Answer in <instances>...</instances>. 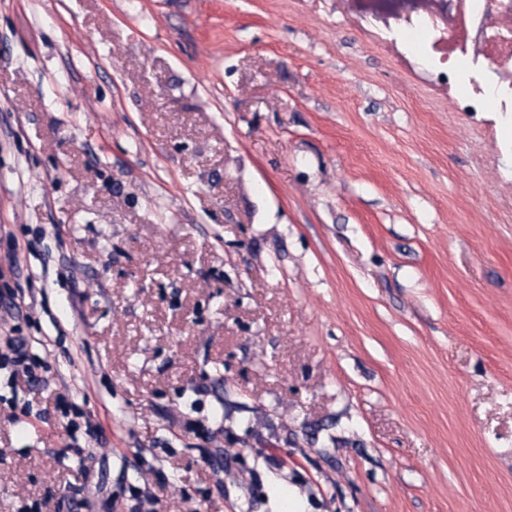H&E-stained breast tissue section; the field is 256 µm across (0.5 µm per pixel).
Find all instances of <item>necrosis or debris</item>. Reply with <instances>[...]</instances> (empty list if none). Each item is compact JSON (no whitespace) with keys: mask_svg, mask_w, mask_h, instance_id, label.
Here are the masks:
<instances>
[{"mask_svg":"<svg viewBox=\"0 0 512 512\" xmlns=\"http://www.w3.org/2000/svg\"><path fill=\"white\" fill-rule=\"evenodd\" d=\"M384 25L422 71L445 70L454 93L491 112L512 114V0H351Z\"/></svg>","mask_w":512,"mask_h":512,"instance_id":"obj_1","label":"necrosis or debris"}]
</instances>
